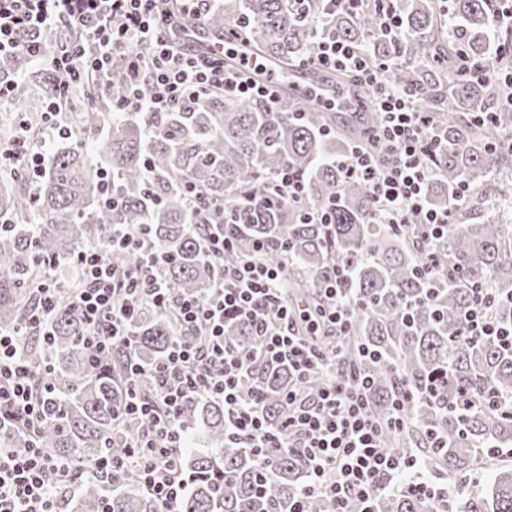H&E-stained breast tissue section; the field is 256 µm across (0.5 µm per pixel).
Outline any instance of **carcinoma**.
I'll return each instance as SVG.
<instances>
[{"mask_svg":"<svg viewBox=\"0 0 512 512\" xmlns=\"http://www.w3.org/2000/svg\"><path fill=\"white\" fill-rule=\"evenodd\" d=\"M320 0L298 10L292 0H223L208 15V27L224 35L234 65L245 54L273 71L288 73L311 57L316 38L311 18L323 12ZM384 9L400 20L395 39L376 25ZM489 0H373L361 15L341 8L326 15L336 36L357 45L369 59L393 64L389 76L417 93L422 111L434 120L443 151L429 160L438 175L428 204L448 210V235L441 241L435 282L413 274L424 256L417 224L397 228L374 218L371 186L344 176L338 159L352 141L370 143L378 116L370 108L372 90L350 74L337 73L334 86L348 90L362 112L358 126L336 127V113L314 98L288 91L280 105L213 99L196 112H169L150 120L111 111L107 100L72 107L65 118L72 135L44 148V173L29 186L24 171L8 162L0 174V327L19 326L27 313V293L42 280L43 261L76 256L95 244L112 265L133 268L145 253L111 251L112 231L148 225L149 239L164 254L153 267L157 282L175 292L206 296L256 242L264 259L288 264V288L314 307L320 301L317 275L335 262L353 268L352 288L359 304L344 367L370 378L368 408L380 421L390 416L399 389L410 393L407 426L388 428L383 442L397 454L420 452L436 474H462L478 452L489 461L512 447V348L495 337L464 335V313L472 289L495 290L493 315L512 326V224H478L474 199L481 178L512 175V109L499 104L500 87L478 79L466 66L487 62L512 68V52L496 54L488 24ZM15 79L0 115L33 97L66 88L52 69L38 68L25 54L0 61V76ZM306 119L296 121L293 113ZM490 113L489 117L482 113ZM285 167L305 183L300 203L280 201L269 187ZM112 179L118 203L105 207L99 194L103 175ZM467 196L455 198L458 186ZM196 186L224 210L213 207L193 219L187 189ZM322 208L329 224H309L305 210ZM203 224H222L236 237L237 250L212 260L203 246ZM132 347L98 354L82 339L81 314L61 300L51 326L50 351L56 360L59 397L52 399L38 442L51 454L79 468V492L70 512H159L160 505L133 479L107 493L93 471L102 455L116 460L130 453L141 431L139 420L116 419L128 396L119 375L125 357L148 367L168 349L176 332L171 314L150 302L138 306L128 327ZM230 344H250L244 326L224 332ZM362 345L377 352L363 357ZM293 382L288 368L257 365L243 393L261 388L264 417L275 427L281 397ZM181 422L197 436L183 449L187 490L176 512H289L306 482V466L289 448L271 465L270 500L255 496L258 456L224 439V403L191 397ZM440 505L409 493L381 497L377 512H437ZM461 512H512V468L496 469L479 496H468Z\"/></svg>","mask_w":512,"mask_h":512,"instance_id":"1","label":"carcinoma"}]
</instances>
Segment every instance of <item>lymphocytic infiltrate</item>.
Returning <instances> with one entry per match:
<instances>
[{
    "label": "lymphocytic infiltrate",
    "mask_w": 512,
    "mask_h": 512,
    "mask_svg": "<svg viewBox=\"0 0 512 512\" xmlns=\"http://www.w3.org/2000/svg\"><path fill=\"white\" fill-rule=\"evenodd\" d=\"M165 0H0V58L26 53L39 65L65 73L72 85L97 83L101 96L112 97V109L153 117L167 112H188L206 105L209 96L241 101H279L274 80H255L250 62L224 63L223 43L201 47L173 41L175 25L189 20L204 26L210 0H183L184 12L165 9ZM65 26L78 38L52 46L46 33ZM124 57L122 71L112 67ZM307 67L346 71L372 86V106L381 123L373 138L378 154L352 147L340 165L346 177L369 180L375 215L384 224L417 220L427 239L444 236L448 214L429 208L427 191L436 175L425 156L441 151L442 142L420 112L412 93L392 87L383 66L372 64L351 43L329 30H319L315 53ZM124 93L113 97V83ZM79 280L70 304L84 316L85 339L98 351L131 344L127 326L139 302L150 300L170 311L178 325L167 354L151 368L134 358L124 363L134 391L120 413L138 417L143 432L126 460L100 457L95 468L102 477H134L160 505L174 512L187 484L181 476V450L189 435L180 423L181 407L192 396L221 400L229 416V439L259 455L269 469L273 454L294 448L303 456L308 481L292 512H305L304 498L323 495L333 500L334 512H374L376 499L403 490L443 502L449 493L423 479L415 457L400 456L384 447L385 428H404L403 406H395L387 422L368 410L367 378L344 372L337 354L324 352L320 338L326 330L347 335L357 312L349 288L351 267L334 264L318 277L325 294L314 309L290 303L283 286L287 266L273 267L264 259L263 246L226 267L209 295L174 293L153 278L149 263L128 271L116 268L93 248L70 260ZM59 283L47 277L39 286L24 323L0 330V435L25 429L36 432L46 417L54 391L55 367L51 357L30 365L23 354L29 337L48 338L58 306ZM496 296L486 288L473 291L466 312V334L474 339L494 336L512 345V326L496 321ZM246 324L254 340L249 345H228L224 327ZM287 364L293 384L282 398V419L266 424L262 410L265 393L245 395L240 385L256 362ZM329 374L328 384L309 393L313 375ZM75 471L72 461L32 444L19 453L0 443V512H56L59 484Z\"/></svg>",
    "instance_id": "f902f5d3"
}]
</instances>
